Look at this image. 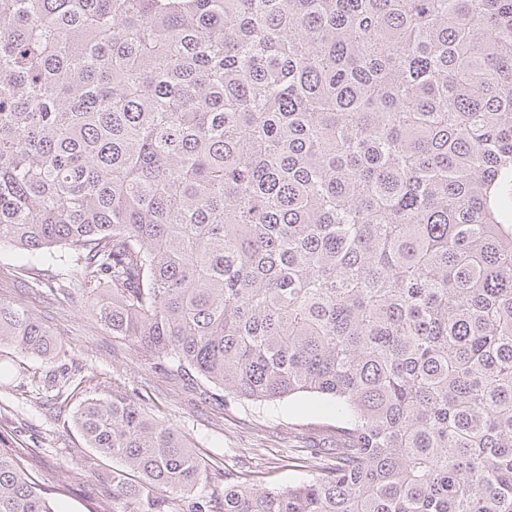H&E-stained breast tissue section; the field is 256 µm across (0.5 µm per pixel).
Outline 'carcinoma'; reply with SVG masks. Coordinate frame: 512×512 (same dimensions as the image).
Returning a JSON list of instances; mask_svg holds the SVG:
<instances>
[{
    "label": "carcinoma",
    "mask_w": 512,
    "mask_h": 512,
    "mask_svg": "<svg viewBox=\"0 0 512 512\" xmlns=\"http://www.w3.org/2000/svg\"><path fill=\"white\" fill-rule=\"evenodd\" d=\"M0 247L205 400L335 401L280 489L88 395L133 512H512V0H0ZM53 493L0 448V512Z\"/></svg>",
    "instance_id": "carcinoma-1"
}]
</instances>
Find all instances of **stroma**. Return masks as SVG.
Returning a JSON list of instances; mask_svg holds the SVG:
<instances>
[{"label":"stroma","instance_id":"stroma-1","mask_svg":"<svg viewBox=\"0 0 512 512\" xmlns=\"http://www.w3.org/2000/svg\"><path fill=\"white\" fill-rule=\"evenodd\" d=\"M38 266L42 290L20 276L23 266ZM57 268L30 254L0 248V303L18 305L45 322L65 353L63 360L23 358L0 351V447L16 449L33 473L58 488L60 512H122L106 480L110 460L95 457L71 425V416L89 392L111 394L113 388H137L157 416L169 419L188 435L212 472L242 468L263 485L285 488L303 473L293 455L302 448L327 447L325 424L336 410L313 411L299 396L264 404L224 407L200 400L193 388L153 367L126 342L98 325L87 307L59 305L51 294ZM74 370L80 385L62 395L45 390L44 379L60 364Z\"/></svg>","mask_w":512,"mask_h":512}]
</instances>
